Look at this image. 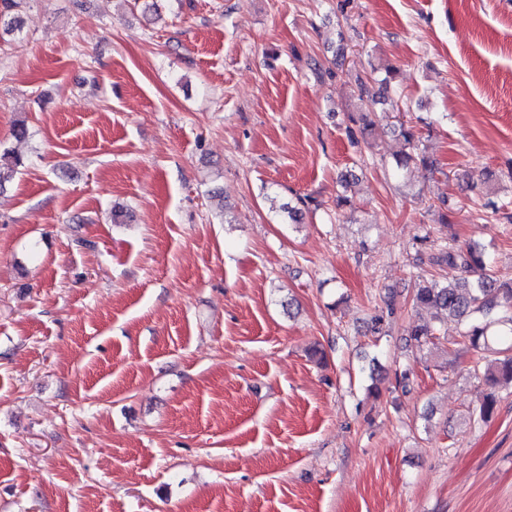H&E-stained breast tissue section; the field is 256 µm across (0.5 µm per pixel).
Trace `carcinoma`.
Here are the masks:
<instances>
[{
    "instance_id": "cac0c4a2",
    "label": "carcinoma",
    "mask_w": 512,
    "mask_h": 512,
    "mask_svg": "<svg viewBox=\"0 0 512 512\" xmlns=\"http://www.w3.org/2000/svg\"><path fill=\"white\" fill-rule=\"evenodd\" d=\"M18 0H0V31L11 33L18 27V20L11 11ZM399 135L405 150L395 158V170L406 172L422 167L436 172L435 161L420 147V140L405 126L398 125ZM23 161L5 151L0 154V190L4 183L15 176ZM435 266L460 269L472 275L449 281L436 278H420L415 283L413 299L416 305L434 310L433 322L415 320L410 324L408 336L417 344L425 346L435 339L436 324L453 316L463 325L460 336L474 348L479 349L488 342L489 328L498 324L506 328L505 336L512 337V278L504 279L489 268L482 252L470 245L440 249L432 257ZM484 377L492 386H512V355L486 360ZM498 398L491 392L486 395L476 412V420L486 421L497 409Z\"/></svg>"
}]
</instances>
